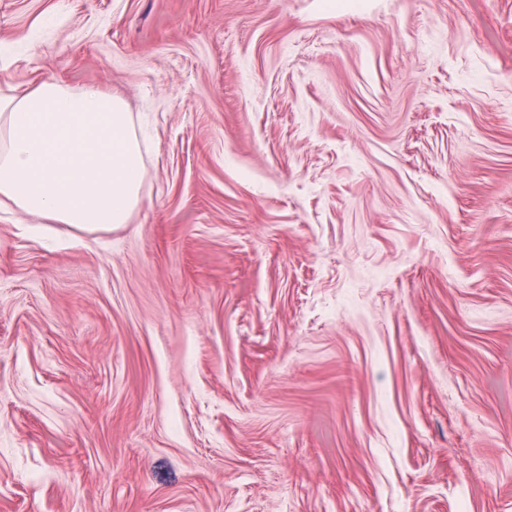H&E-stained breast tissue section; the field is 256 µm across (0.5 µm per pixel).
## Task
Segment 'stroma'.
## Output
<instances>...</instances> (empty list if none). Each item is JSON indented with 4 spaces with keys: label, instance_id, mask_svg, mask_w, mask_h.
I'll use <instances>...</instances> for the list:
<instances>
[{
    "label": "stroma",
    "instance_id": "stroma-1",
    "mask_svg": "<svg viewBox=\"0 0 512 512\" xmlns=\"http://www.w3.org/2000/svg\"><path fill=\"white\" fill-rule=\"evenodd\" d=\"M46 76L145 177L0 211V512H512V0H0Z\"/></svg>",
    "mask_w": 512,
    "mask_h": 512
}]
</instances>
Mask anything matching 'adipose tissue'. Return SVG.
Returning <instances> with one entry per match:
<instances>
[{
    "instance_id": "adipose-tissue-1",
    "label": "adipose tissue",
    "mask_w": 512,
    "mask_h": 512,
    "mask_svg": "<svg viewBox=\"0 0 512 512\" xmlns=\"http://www.w3.org/2000/svg\"><path fill=\"white\" fill-rule=\"evenodd\" d=\"M144 166L122 101L54 77L0 96V206L56 224L127 223Z\"/></svg>"
}]
</instances>
